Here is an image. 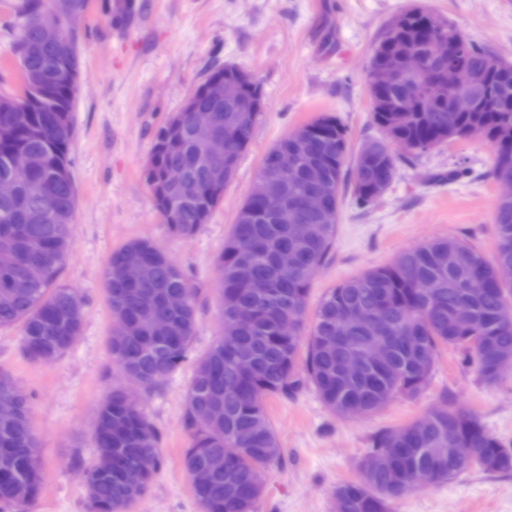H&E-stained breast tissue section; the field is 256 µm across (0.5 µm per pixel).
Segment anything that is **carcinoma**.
I'll return each instance as SVG.
<instances>
[{"label":"carcinoma","mask_w":512,"mask_h":512,"mask_svg":"<svg viewBox=\"0 0 512 512\" xmlns=\"http://www.w3.org/2000/svg\"><path fill=\"white\" fill-rule=\"evenodd\" d=\"M12 0L7 26L22 82L15 96L0 94V179L14 178L17 193L0 199V247L18 252L20 272L0 271V329L20 326L22 349L33 361L51 364L81 335L85 302L61 282L71 252L76 210L69 148L75 127L72 115L79 71L78 33L63 34L61 46L44 43L37 31L41 11L86 12L89 0ZM403 24L386 29L373 51L366 74L372 85L384 69H399L410 53L421 55L430 80L446 77L448 65L459 64L477 76L478 107L453 112L448 90L416 94L415 81L401 78L382 91H369L370 112L380 136L366 140L352 161V180L345 183L347 130L333 115L323 114L302 125V136L279 140L263 160L260 173L282 169L284 183L273 182L278 206L244 202L216 264L220 313L236 320L240 331L224 330L197 358L185 397L183 425L190 443L184 450L187 472L213 454L230 457L224 469L203 486L192 485L201 512H255L263 491L262 474L281 458L277 434L266 407L271 396L288 398L313 386L325 406L346 418L352 406L368 415L395 397L418 398L428 388L440 349L457 351L487 384L501 380L498 363L512 357V282L499 283V262H512V202L494 209L496 247L492 256L457 237H440L397 254L383 266L366 270L329 289L318 303L312 326L306 325L312 270L327 258L335 233L342 191L357 204L376 203V184L393 181L398 163L418 157L449 141L481 134L493 155L490 176L498 178L504 156L512 154V61L492 65L495 55L468 39L447 20L415 6L402 12ZM456 44L448 58L436 60L431 46L442 31ZM235 83L239 98L264 99L261 85L243 77L232 65L216 66ZM217 110L215 122L234 139L240 158L252 137L261 110L234 112L236 104L213 103L195 88L180 111L155 131L143 179L152 194L167 233L188 237L208 222L220 202L209 191L212 170L221 160L209 157L192 126L191 109ZM27 151L40 164L36 176L55 182L51 195L39 194L27 178L16 175L11 155ZM318 164L333 188L327 210L310 213L299 199L313 189L309 166ZM178 167L182 181L168 185L164 175ZM31 211L44 212L40 224L27 222ZM294 224H313L316 234L297 240ZM136 260L147 268L137 285L110 276L112 269ZM266 280L270 288L245 287L241 267ZM481 277L485 294L474 296L468 282ZM431 281L422 297L415 284ZM105 294L112 324L126 330L120 342L108 341L112 361L122 379L146 390L177 371L197 335V288L168 253L147 238H135L114 250L105 270ZM178 292L186 303L171 309L166 296ZM365 309L380 318L379 337L389 346L381 365H368L349 376L345 363L372 340L349 320ZM297 321L296 334L278 333L281 321ZM115 384L99 403L101 424L94 435V463L87 469V512H129L148 493L159 468L160 433L143 409L121 400ZM13 397L20 407L14 422L0 423V512H29L42 483L39 440L26 392H14L13 376L0 369V397ZM465 441L476 449L472 466L496 473L512 470V450L467 409L446 402L433 412L372 438L371 452L382 456L372 470L360 468L358 480L336 488L333 512H389L390 502L414 488L446 482L465 472L448 449ZM147 467L142 488L129 490L125 471Z\"/></svg>","instance_id":"carcinoma-1"}]
</instances>
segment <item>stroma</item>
I'll return each instance as SVG.
<instances>
[{
    "label": "stroma",
    "mask_w": 512,
    "mask_h": 512,
    "mask_svg": "<svg viewBox=\"0 0 512 512\" xmlns=\"http://www.w3.org/2000/svg\"><path fill=\"white\" fill-rule=\"evenodd\" d=\"M135 22L113 27L90 4L81 32L80 89L71 172L77 190L73 246L64 281L85 299L83 330L56 362L30 361L21 329L0 330V366L28 394L41 453L42 484L30 512H87L81 474L93 462L92 416L113 382L104 300L108 259L143 237L165 249L197 289L200 319L193 354L221 335L216 256L269 149L313 117L335 115L351 149L375 135L366 73L393 16L419 5L454 23L469 39L512 59V0H137ZM242 67L264 92V107L237 175L209 222L191 237H169L142 178L155 128L176 112L208 73L207 63ZM492 154L480 140L453 141L398 167L377 203L344 194L336 235L308 299L316 309L339 282L388 263L398 253L453 236L484 255L495 249L499 188L488 177ZM191 363L137 397L160 432V467L131 512H200L183 467L190 439L182 424ZM451 401L476 413L512 445V374L483 383L443 349L423 396L397 397L380 411L342 418L314 389L271 398L267 411L282 459L266 468L255 512H332L334 493L357 480L374 434L399 427ZM390 512H512V471L472 468L454 479L392 500Z\"/></svg>",
    "instance_id": "obj_1"
}]
</instances>
